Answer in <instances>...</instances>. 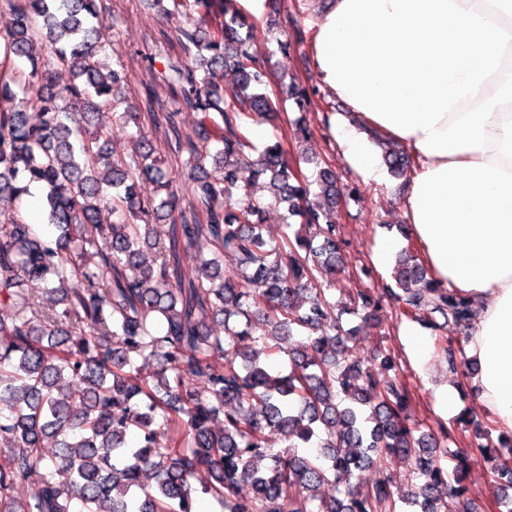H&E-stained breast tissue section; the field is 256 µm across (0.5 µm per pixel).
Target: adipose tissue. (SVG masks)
Segmentation results:
<instances>
[{
	"mask_svg": "<svg viewBox=\"0 0 512 512\" xmlns=\"http://www.w3.org/2000/svg\"><path fill=\"white\" fill-rule=\"evenodd\" d=\"M359 121L379 134L394 138L416 162V174L437 169L450 162L487 163L498 159L495 151H466L451 155L422 152L419 140L424 132L405 136L394 134L366 114ZM334 134L342 148L346 162L364 179L375 180L380 175L377 156L367 139L343 117L334 120ZM424 261L433 279L456 298L469 302L478 312L477 322L470 332L464 348L467 358L477 364L475 382L480 404L502 422L512 426V275L490 283L487 289H461L451 276L436 265L428 244H421Z\"/></svg>",
	"mask_w": 512,
	"mask_h": 512,
	"instance_id": "adipose-tissue-1",
	"label": "adipose tissue"
}]
</instances>
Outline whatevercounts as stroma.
<instances>
[{
  "label": "stroma",
  "instance_id": "obj_1",
  "mask_svg": "<svg viewBox=\"0 0 512 512\" xmlns=\"http://www.w3.org/2000/svg\"><path fill=\"white\" fill-rule=\"evenodd\" d=\"M123 10L116 28H104L99 40L105 46L100 58L105 65H112V46H119L122 58L129 68H137V55L145 43L146 35L165 31L175 32L184 23L183 17L158 18L143 0H120ZM319 10L311 0H259L248 14L254 25L253 50L258 59L266 64L269 92L284 96L285 102L276 120L255 116L243 118L242 124L255 149H262L267 138L286 135L285 147L291 163L299 164L308 180L316 178V164L324 161L332 166L336 189L340 196L336 208V225L343 241V267L341 274L345 288L356 291L364 288L382 289L391 285L392 262L375 263L374 251L379 240L389 238L398 247H406L408 241L397 230L406 223L403 197L409 182L408 177H395L382 173L376 180L366 181L344 160L342 151L331 130V119L337 114H347V106L323 87L322 80L308 41L312 36L311 22ZM293 17L294 30H285V17ZM304 32L306 43H298L297 32ZM306 90L308 96L303 106L287 100V90ZM305 126L309 138L298 144L291 133L296 126ZM263 127L265 136L255 134L256 127ZM407 317L397 315L392 303H385L378 318L371 324H363L360 317L347 315L343 323L348 327H359L360 349L358 358L370 369L379 381L390 379V372L381 370L375 356L380 349L391 350L395 355L401 377L412 391L407 409L411 420L428 424L441 423L453 427L454 434L449 443L451 450L467 452L475 440L473 426L494 424L492 414L483 409L477 398V389L472 375L449 373L442 355L435 347L439 332L425 329L428 342L424 361H417L403 343L399 330L407 324ZM454 386L460 393V412L464 413L469 430L456 429L455 415H446L435 407V392L444 385Z\"/></svg>",
  "mask_w": 512,
  "mask_h": 512
}]
</instances>
